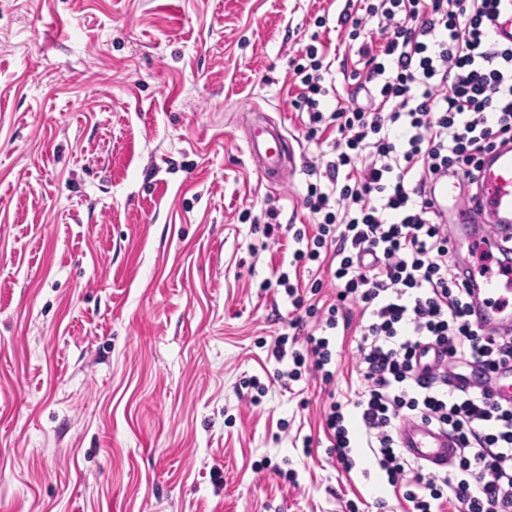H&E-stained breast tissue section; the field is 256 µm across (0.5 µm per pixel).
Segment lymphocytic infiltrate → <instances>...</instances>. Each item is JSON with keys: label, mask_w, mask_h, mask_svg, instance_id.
Returning a JSON list of instances; mask_svg holds the SVG:
<instances>
[{"label": "lymphocytic infiltrate", "mask_w": 512, "mask_h": 512, "mask_svg": "<svg viewBox=\"0 0 512 512\" xmlns=\"http://www.w3.org/2000/svg\"><path fill=\"white\" fill-rule=\"evenodd\" d=\"M507 2L347 0L337 23L359 58L344 75L347 97L316 45L294 68L307 140L330 131L337 146L307 166L313 225L294 230L290 264L317 265L337 293L306 304L322 279L305 288L279 273L276 287L318 324L301 348L274 340V376L284 386L305 374L331 383L336 331L359 310L361 386L328 405L330 454L351 471L360 429L388 483L407 484L412 512H512V400L492 391L497 371L512 365V333L486 334L472 270L454 261L428 197L450 175L476 185L483 155L512 144V43L493 31ZM415 420L454 438L449 469L424 472L398 447V428Z\"/></svg>", "instance_id": "f902f5d3"}]
</instances>
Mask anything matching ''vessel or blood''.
<instances>
[{
  "mask_svg": "<svg viewBox=\"0 0 512 512\" xmlns=\"http://www.w3.org/2000/svg\"><path fill=\"white\" fill-rule=\"evenodd\" d=\"M252 162L270 179H278L291 150L283 126L267 124L250 135L246 142ZM432 196L448 217L452 229L461 225L483 223L484 234L472 240L471 248L497 252L499 266H512V146H503L483 157L477 203L459 207L448 202V184L439 182ZM481 315L489 325L512 328V307L506 301L481 305ZM401 448L408 457L429 469H447L456 455V444L446 431L428 425H403L398 432Z\"/></svg>",
  "mask_w": 512,
  "mask_h": 512,
  "instance_id": "b4317fda",
  "label": "vessel or blood"
}]
</instances>
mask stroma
<instances>
[{
	"mask_svg": "<svg viewBox=\"0 0 512 512\" xmlns=\"http://www.w3.org/2000/svg\"><path fill=\"white\" fill-rule=\"evenodd\" d=\"M344 6L0 0V512H410L367 449L328 454L361 318L331 385L282 386L268 355L320 157L293 61L316 36L355 62ZM268 118L295 153L278 186L246 152Z\"/></svg>",
	"mask_w": 512,
	"mask_h": 512,
	"instance_id": "1",
	"label": "stroma"
}]
</instances>
